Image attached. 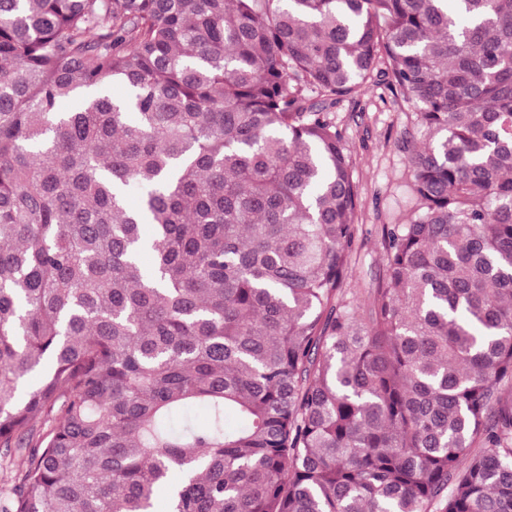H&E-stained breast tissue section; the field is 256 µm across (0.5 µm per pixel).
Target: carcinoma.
<instances>
[{
  "mask_svg": "<svg viewBox=\"0 0 512 512\" xmlns=\"http://www.w3.org/2000/svg\"><path fill=\"white\" fill-rule=\"evenodd\" d=\"M509 380L512 0H0V512H512ZM384 68L378 65L366 95L330 109L342 131L362 204L356 222L361 246L352 259V277L346 288H370L381 265V225L405 224L415 206L411 172L400 146L407 132L416 141L423 139L417 126L418 109L394 97L380 73Z\"/></svg>",
  "mask_w": 512,
  "mask_h": 512,
  "instance_id": "cac0c4a2",
  "label": "carcinoma"
}]
</instances>
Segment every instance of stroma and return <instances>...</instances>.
<instances>
[{
	"label": "stroma",
	"mask_w": 512,
	"mask_h": 512,
	"mask_svg": "<svg viewBox=\"0 0 512 512\" xmlns=\"http://www.w3.org/2000/svg\"><path fill=\"white\" fill-rule=\"evenodd\" d=\"M416 112V107L394 97L380 73L374 74L366 95L342 101L331 110L361 193L360 248L352 259V288L370 287L380 268L381 225L406 223L415 205L401 141L409 133L422 139Z\"/></svg>",
	"instance_id": "stroma-1"
}]
</instances>
